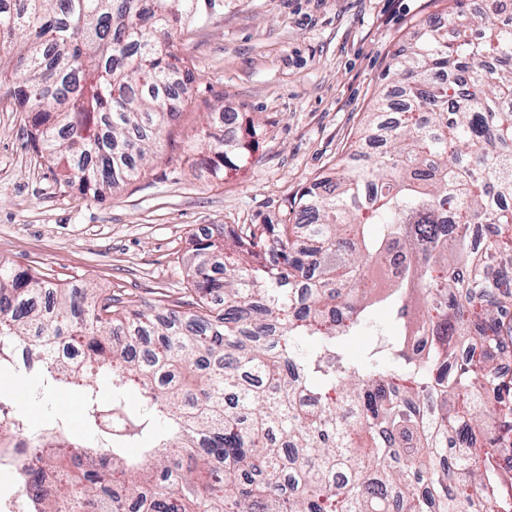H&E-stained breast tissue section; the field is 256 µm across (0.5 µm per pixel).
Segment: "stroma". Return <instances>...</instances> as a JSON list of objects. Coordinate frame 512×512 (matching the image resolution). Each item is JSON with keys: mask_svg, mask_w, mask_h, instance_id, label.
I'll list each match as a JSON object with an SVG mask.
<instances>
[{"mask_svg": "<svg viewBox=\"0 0 512 512\" xmlns=\"http://www.w3.org/2000/svg\"><path fill=\"white\" fill-rule=\"evenodd\" d=\"M444 9L443 0H224L177 41L194 78L156 158L102 201L60 185L27 141L24 114L0 100V260L58 283L184 300L197 241L224 224L281 222L297 194L348 160L392 54ZM219 112L262 130L220 179L189 156ZM10 381L31 422L63 412L81 427L75 392L39 399L34 379Z\"/></svg>", "mask_w": 512, "mask_h": 512, "instance_id": "obj_1", "label": "stroma"}]
</instances>
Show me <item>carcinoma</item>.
Masks as SVG:
<instances>
[{"instance_id":"cac0c4a2","label":"carcinoma","mask_w":512,"mask_h":512,"mask_svg":"<svg viewBox=\"0 0 512 512\" xmlns=\"http://www.w3.org/2000/svg\"><path fill=\"white\" fill-rule=\"evenodd\" d=\"M219 0H0V91L60 182L101 198L137 177L193 79L175 39ZM454 40L418 23L392 57L363 133L376 160L305 188L314 221L237 224L197 243L188 299L138 303L0 264V343L27 342L40 389L83 395L86 434L40 512H512L494 449L512 439V25L446 0ZM478 29V37L468 34ZM251 143L207 122L219 178ZM402 257L383 283L365 270ZM391 312L395 329L372 314ZM361 345L362 355L349 350ZM142 397L143 440L102 435ZM58 471L26 470L40 495Z\"/></svg>"}]
</instances>
